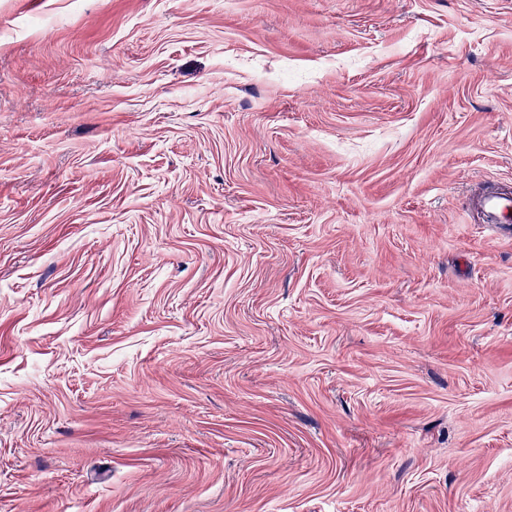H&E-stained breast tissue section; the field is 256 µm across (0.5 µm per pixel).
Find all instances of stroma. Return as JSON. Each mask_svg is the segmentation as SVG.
<instances>
[{"label":"stroma","instance_id":"1","mask_svg":"<svg viewBox=\"0 0 512 512\" xmlns=\"http://www.w3.org/2000/svg\"><path fill=\"white\" fill-rule=\"evenodd\" d=\"M512 0H0V512H512ZM482 223L494 226L512 223V191L487 190L479 200Z\"/></svg>","mask_w":512,"mask_h":512}]
</instances>
